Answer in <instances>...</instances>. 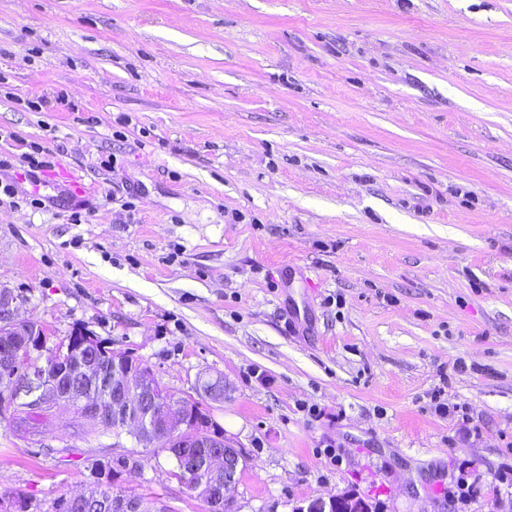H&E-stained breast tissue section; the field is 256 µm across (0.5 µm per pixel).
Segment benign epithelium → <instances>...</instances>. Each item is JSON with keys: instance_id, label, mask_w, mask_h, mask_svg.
<instances>
[{"instance_id": "obj_1", "label": "benign epithelium", "mask_w": 512, "mask_h": 512, "mask_svg": "<svg viewBox=\"0 0 512 512\" xmlns=\"http://www.w3.org/2000/svg\"><path fill=\"white\" fill-rule=\"evenodd\" d=\"M42 326L22 320L18 297L0 286V411L18 406L33 409L73 407L78 422L112 414L117 430L128 429L133 439L148 438L173 449L175 466L185 475L207 471L208 499L232 506L229 492L235 488L246 459L241 449L216 430L210 414L200 411L199 399L224 401V377L202 379L192 391L174 395L161 385L147 365L124 360L122 382L102 383L98 353L109 343L84 326L75 327L54 348L46 365L37 364L35 353L45 343ZM112 512H145L135 496L117 498ZM292 512H367L350 496L317 498L297 505Z\"/></svg>"}]
</instances>
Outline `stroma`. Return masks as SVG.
<instances>
[{
  "instance_id": "1",
  "label": "stroma",
  "mask_w": 512,
  "mask_h": 512,
  "mask_svg": "<svg viewBox=\"0 0 512 512\" xmlns=\"http://www.w3.org/2000/svg\"><path fill=\"white\" fill-rule=\"evenodd\" d=\"M0 157V285L43 355L82 325L171 392L223 375L234 512H448L463 460L468 512H512V0H0ZM73 416L0 422V493L46 506L132 452L122 487L207 512ZM456 471L448 485V501L466 509L480 493L478 482L466 464L459 465ZM306 505H297L292 512H367L368 510L360 500L350 496H336L329 498L328 501L317 498L305 503Z\"/></svg>"
}]
</instances>
